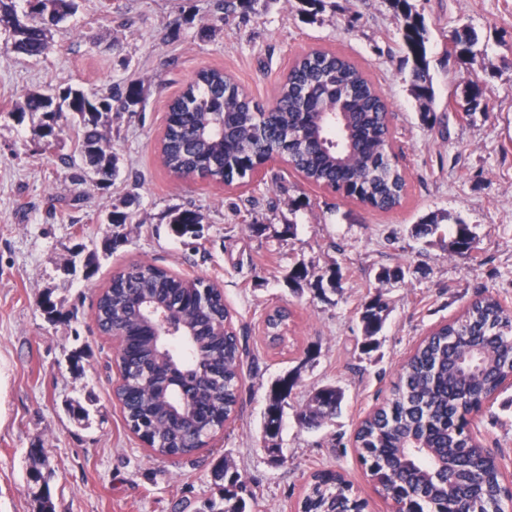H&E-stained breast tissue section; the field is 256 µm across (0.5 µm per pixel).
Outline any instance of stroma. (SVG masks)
Listing matches in <instances>:
<instances>
[{"label":"stroma","instance_id":"stroma-1","mask_svg":"<svg viewBox=\"0 0 512 512\" xmlns=\"http://www.w3.org/2000/svg\"><path fill=\"white\" fill-rule=\"evenodd\" d=\"M217 3L78 0L37 59L13 51L0 28V512H42L29 485L33 448L46 454L53 512H205L224 495L214 473L221 460L254 494L251 512H295L310 475L327 469L352 483L368 512H390L358 460V425L389 397L401 363L433 328L486 294L512 306V0H415L429 34V125L390 0H324L313 15L301 0H258L220 25ZM463 29L475 44L447 55L451 33ZM311 50L349 57L385 99L390 151L407 181L401 206L367 208L284 162L230 185L181 181L162 167L167 105L197 70H223L269 108L293 61ZM132 80L143 83L145 106L104 121L120 159L106 188L90 173L74 178L75 124L49 141L40 116L16 110L27 92L73 85L103 95ZM471 80L483 95L466 113ZM129 194L133 219L114 245L104 218ZM178 208L203 214L201 239L172 232ZM431 216L436 233L415 235ZM459 219L476 234L466 257L446 248ZM136 262L217 284L248 351L241 413L176 463L153 457L127 427L113 395L115 345L95 321L100 291ZM296 266L313 277L339 270L340 290L294 287ZM384 267L402 268L403 280L379 282ZM377 293L389 313L367 352L359 311ZM46 296L62 318L48 319ZM277 306L291 310L292 322L288 344L272 348L262 321ZM287 376L295 385L271 439L264 412L272 385ZM328 384L344 392L340 412L319 428L301 426L297 409ZM77 406L86 417L73 415ZM471 433L512 474V387L483 407Z\"/></svg>","mask_w":512,"mask_h":512}]
</instances>
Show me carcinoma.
Returning a JSON list of instances; mask_svg holds the SVG:
<instances>
[{"instance_id": "obj_1", "label": "carcinoma", "mask_w": 512, "mask_h": 512, "mask_svg": "<svg viewBox=\"0 0 512 512\" xmlns=\"http://www.w3.org/2000/svg\"><path fill=\"white\" fill-rule=\"evenodd\" d=\"M24 27L13 29L12 47L29 57H40L49 48L48 30L76 12V0H25ZM224 22L246 12L257 0H220ZM405 20L403 39L413 61L412 93L419 101L433 98L428 74L427 30L411 0H392ZM18 16L14 0H0V27L9 29ZM144 86L131 81L107 96L89 95L69 86L54 94L28 93L17 106L20 113H41L48 134L60 121L73 119L80 127L79 149L86 166L107 187L119 172V158L99 131L101 119L112 113L133 112L144 103ZM332 101L342 104L343 115L326 124L319 107ZM265 109L239 90V83L224 72L206 68L168 105L160 142L163 166L182 180L209 182L244 179L252 156L281 155L309 183L319 187L350 189L349 197L375 210L389 211L401 204L406 179L388 151L390 128L387 105L363 73L348 59L327 51H312L292 64L279 87L277 104ZM127 196L112 207V242L133 218ZM203 214L178 210L171 224L180 237H202ZM476 236L469 225L456 224L449 252L464 257L474 249ZM164 303L174 314L182 313L193 335L178 338L179 346L160 351L148 318L134 306L145 298ZM387 304L382 295L368 298L361 308L363 349L377 345L375 337L384 324ZM98 329L110 334L116 327L125 347L121 357L128 378L117 393L129 429L157 457L181 459L198 451L205 438L224 421L237 415L242 386V346L228 324L231 320L224 295L203 278L175 275L152 263H135L117 273L99 294ZM290 312L276 308L267 314L264 334L273 345L285 342ZM512 373V311L493 295L473 301L454 320L426 336L401 365L398 381L387 400L361 421L355 445L376 491L387 500H399L408 512H443L448 497L465 502L467 512H505L500 478L488 470L475 480L474 460L483 448L474 442L463 422L464 414L481 396L499 389ZM202 386L192 411L176 420L160 399L173 384ZM295 379L278 380L265 412V424L281 422L283 404ZM343 400V391L326 385L298 409L307 428H318L332 419ZM422 433L432 452L409 447L408 438ZM454 461L450 486L435 472L444 459ZM224 486V512H246L238 497L239 474L217 466ZM358 496L343 475L322 470L310 476L302 499L305 512H351Z\"/></svg>"}]
</instances>
